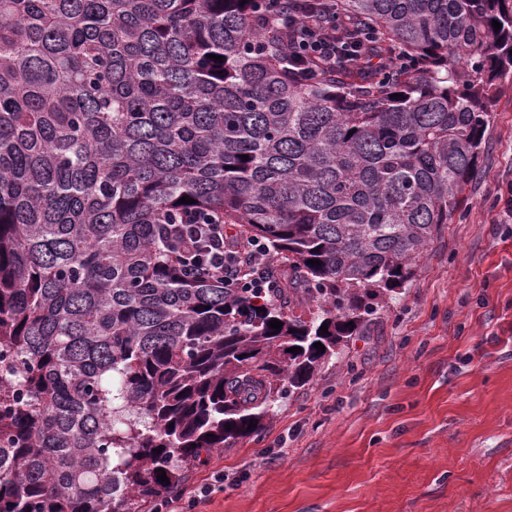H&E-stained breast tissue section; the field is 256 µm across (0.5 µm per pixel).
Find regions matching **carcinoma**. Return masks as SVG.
I'll return each mask as SVG.
<instances>
[{"label":"carcinoma","instance_id":"cac0c4a2","mask_svg":"<svg viewBox=\"0 0 512 512\" xmlns=\"http://www.w3.org/2000/svg\"><path fill=\"white\" fill-rule=\"evenodd\" d=\"M333 9L404 60L305 79L253 0H0V512L157 509L465 217L512 0ZM195 216L274 288L186 272L166 225Z\"/></svg>","mask_w":512,"mask_h":512}]
</instances>
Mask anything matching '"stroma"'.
<instances>
[{"label": "stroma", "mask_w": 512, "mask_h": 512, "mask_svg": "<svg viewBox=\"0 0 512 512\" xmlns=\"http://www.w3.org/2000/svg\"><path fill=\"white\" fill-rule=\"evenodd\" d=\"M512 80L469 210L398 298L258 434L203 456L184 512H512Z\"/></svg>", "instance_id": "stroma-1"}]
</instances>
